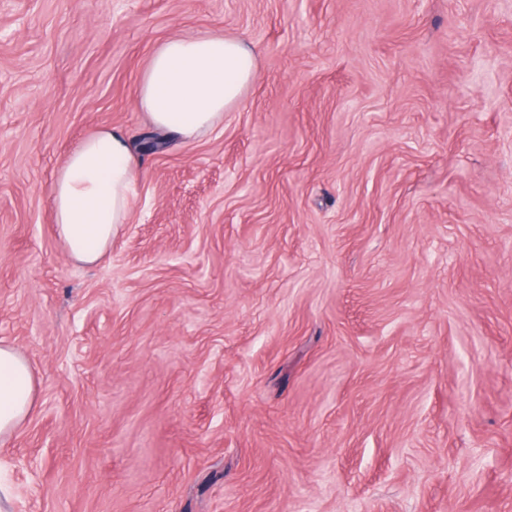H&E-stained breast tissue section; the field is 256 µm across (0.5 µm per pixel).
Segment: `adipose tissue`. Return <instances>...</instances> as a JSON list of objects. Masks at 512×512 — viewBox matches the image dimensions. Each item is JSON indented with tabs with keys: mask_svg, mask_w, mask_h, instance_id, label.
I'll return each instance as SVG.
<instances>
[{
	"mask_svg": "<svg viewBox=\"0 0 512 512\" xmlns=\"http://www.w3.org/2000/svg\"><path fill=\"white\" fill-rule=\"evenodd\" d=\"M258 70L252 46L219 33L173 36L153 52L143 71L137 106L151 125L186 142L211 133L235 109ZM138 161L126 136L101 128L57 168L52 221L68 258L94 265L128 223ZM38 379L28 359L0 343V441L12 437L36 408Z\"/></svg>",
	"mask_w": 512,
	"mask_h": 512,
	"instance_id": "adipose-tissue-1",
	"label": "adipose tissue"
}]
</instances>
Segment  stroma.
I'll list each match as a JSON object with an SVG mask.
<instances>
[{
  "instance_id": "1",
  "label": "stroma",
  "mask_w": 512,
  "mask_h": 512,
  "mask_svg": "<svg viewBox=\"0 0 512 512\" xmlns=\"http://www.w3.org/2000/svg\"><path fill=\"white\" fill-rule=\"evenodd\" d=\"M209 32L253 85L141 151ZM101 127L140 165L87 266L52 183ZM0 341V512H512V0H0ZM258 70L252 46L219 33L173 36L153 52L143 71L137 107L151 125L191 143L224 123ZM38 379L28 359L0 343V441L12 437L36 408Z\"/></svg>"
}]
</instances>
